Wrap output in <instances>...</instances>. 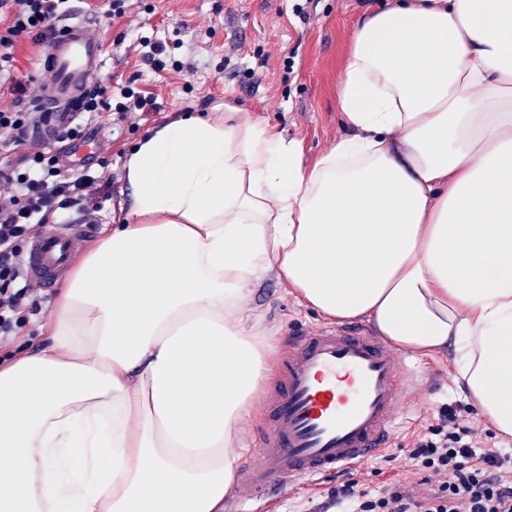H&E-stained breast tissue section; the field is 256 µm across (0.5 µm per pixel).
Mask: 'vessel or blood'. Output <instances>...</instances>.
Wrapping results in <instances>:
<instances>
[{
    "label": "vessel or blood",
    "mask_w": 512,
    "mask_h": 512,
    "mask_svg": "<svg viewBox=\"0 0 512 512\" xmlns=\"http://www.w3.org/2000/svg\"><path fill=\"white\" fill-rule=\"evenodd\" d=\"M44 64L50 124L71 119L101 64V40L85 21L55 28ZM85 242L78 224H59L30 243L26 274L55 283ZM421 388L411 356L397 353L364 326L324 325L305 331L282 353L263 389L265 417L252 437V460L224 512H265L268 501L331 472H349L382 451Z\"/></svg>",
    "instance_id": "obj_1"
}]
</instances>
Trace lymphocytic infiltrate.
<instances>
[{"mask_svg": "<svg viewBox=\"0 0 512 512\" xmlns=\"http://www.w3.org/2000/svg\"><path fill=\"white\" fill-rule=\"evenodd\" d=\"M0 31V75L10 71L13 50L25 38L48 45L64 0H13ZM113 101L108 87L96 88L76 106L78 112L112 110L119 119L154 109L156 99L124 88ZM39 118L28 108H0V352L10 347L35 312V290L25 275V248L60 211L84 210L96 181L65 167L58 144L81 138L80 125L68 123L51 139L34 138ZM440 422L418 437L406 457L418 483L390 481L370 492L351 479L331 489L343 512H512V450H486L483 432L454 408L439 412Z\"/></svg>", "mask_w": 512, "mask_h": 512, "instance_id": "lymphocytic-infiltrate-1", "label": "lymphocytic infiltrate"}]
</instances>
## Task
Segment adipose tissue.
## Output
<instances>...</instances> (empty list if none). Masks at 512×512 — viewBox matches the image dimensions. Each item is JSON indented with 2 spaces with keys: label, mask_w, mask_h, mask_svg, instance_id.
<instances>
[{
  "label": "adipose tissue",
  "mask_w": 512,
  "mask_h": 512,
  "mask_svg": "<svg viewBox=\"0 0 512 512\" xmlns=\"http://www.w3.org/2000/svg\"><path fill=\"white\" fill-rule=\"evenodd\" d=\"M314 163L233 106L150 132L125 221L61 287L48 338L0 364V512H223L268 370V271L393 346L454 345L466 400L512 435V0H383Z\"/></svg>",
  "instance_id": "ef3b65f1"
}]
</instances>
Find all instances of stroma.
<instances>
[{"instance_id": "35a3bbf8", "label": "stroma", "mask_w": 512, "mask_h": 512, "mask_svg": "<svg viewBox=\"0 0 512 512\" xmlns=\"http://www.w3.org/2000/svg\"><path fill=\"white\" fill-rule=\"evenodd\" d=\"M298 0H137L135 11L121 20L110 15L108 0H68L69 16L96 26L102 42V67L95 84H125L155 96L160 110L113 121L109 114L84 119L93 141L84 148L85 166L96 171L101 209L83 213L96 226L118 224V208L127 158L137 141L164 124L191 112H208L229 104L243 121L261 118L287 138L300 143L306 161H313L342 136L336 110V85L354 26L365 6L361 0H313L310 18L301 21L293 7ZM144 39L174 42L183 72L153 73L142 64ZM249 306L265 316L278 362L290 338L323 324V316L303 306L295 290L276 272L250 287ZM417 362L430 386L398 421L388 445L355 471L354 479L376 488L404 476L407 451L415 436L438 425V410L463 403L457 383V353L448 345ZM340 480L332 474L298 492H282L270 512H319L328 492Z\"/></svg>"}]
</instances>
